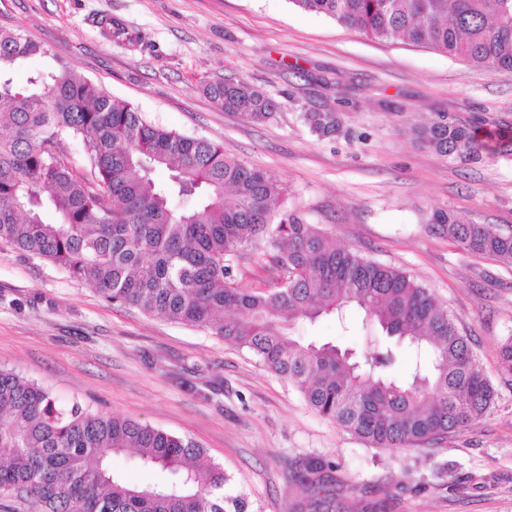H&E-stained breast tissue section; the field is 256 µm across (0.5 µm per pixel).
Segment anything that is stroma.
Segmentation results:
<instances>
[{
    "label": "stroma",
    "instance_id": "stroma-1",
    "mask_svg": "<svg viewBox=\"0 0 512 512\" xmlns=\"http://www.w3.org/2000/svg\"><path fill=\"white\" fill-rule=\"evenodd\" d=\"M109 18L141 38L106 35ZM0 28L47 55L11 72L26 86L58 65L105 87L153 124L223 145L264 168L289 206L337 245L397 267L428 288L467 335L490 377L491 410L418 448H371L315 413L251 352L209 330L112 304L55 264L0 245V367L49 389L58 405L131 418L185 437L224 469L226 512H296L299 460L334 461L352 485L350 512H512V375L499 344L512 335V266L430 233L437 208L512 226V71L473 68L401 40L377 41L291 0H0ZM248 81L281 102L254 124L203 90ZM338 90H330V83ZM335 109L333 137L309 132V109ZM447 114L498 133L478 156L419 147L409 121ZM304 340L368 350L363 316L302 324Z\"/></svg>",
    "mask_w": 512,
    "mask_h": 512
}]
</instances>
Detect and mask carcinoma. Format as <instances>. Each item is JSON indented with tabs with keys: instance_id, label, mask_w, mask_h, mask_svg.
I'll list each match as a JSON object with an SVG mask.
<instances>
[{
	"instance_id": "cac0c4a2",
	"label": "carcinoma",
	"mask_w": 512,
	"mask_h": 512,
	"mask_svg": "<svg viewBox=\"0 0 512 512\" xmlns=\"http://www.w3.org/2000/svg\"><path fill=\"white\" fill-rule=\"evenodd\" d=\"M377 40L427 45L473 67L512 71V0H290ZM47 50L17 31H0V244L50 261L91 284L108 302L208 328L288 379L322 417L378 448L425 445L469 426L496 390L448 310L405 272L333 244L304 214L284 208L275 177L224 147L160 128L129 103L63 67L18 89L19 61ZM226 112L253 123L281 103L244 80L206 85ZM311 132L333 136L331 110L302 113ZM415 141L443 158L466 159L484 144L439 113L411 127ZM67 140L79 144L76 172ZM169 171L161 184L151 177ZM176 199H193L186 209ZM431 232L461 249L512 265V228L477 224L452 210L428 218ZM260 260L264 288L237 284ZM349 307L382 335L425 353L429 370L407 380L391 371L390 345L358 357L328 342L305 343L298 325ZM231 311L234 317L221 319ZM512 374V336L498 346ZM132 450L167 473L131 486L112 456ZM336 464L309 458L292 480L308 512H347L351 488ZM224 469L204 450L159 429L74 404L0 368V495L38 512H225Z\"/></svg>"
}]
</instances>
